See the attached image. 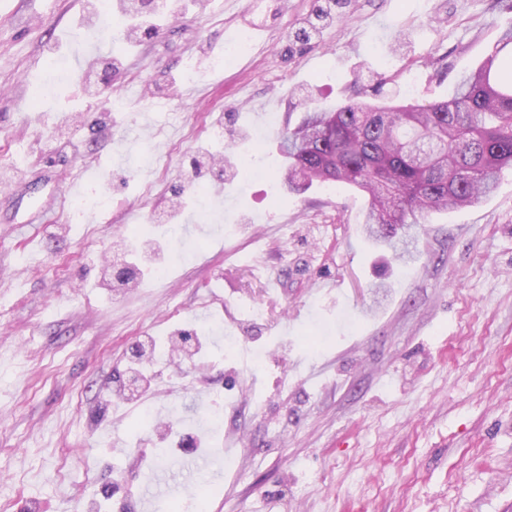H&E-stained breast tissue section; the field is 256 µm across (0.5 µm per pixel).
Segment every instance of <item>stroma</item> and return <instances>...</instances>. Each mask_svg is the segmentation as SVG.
Masks as SVG:
<instances>
[{
    "instance_id": "stroma-1",
    "label": "stroma",
    "mask_w": 512,
    "mask_h": 512,
    "mask_svg": "<svg viewBox=\"0 0 512 512\" xmlns=\"http://www.w3.org/2000/svg\"><path fill=\"white\" fill-rule=\"evenodd\" d=\"M93 2L0 0V169L29 172L0 189V512H143L155 478L164 510L203 490L207 512H512V170L417 225L408 262L364 234V193L277 175L307 110L447 99L512 0H352L305 42L311 0H176L133 43ZM110 57L109 94L88 93L89 60ZM203 148L224 173L174 241L154 223L195 195ZM259 159L269 178L245 186ZM73 179L104 203L70 224ZM142 225L162 270L113 278L103 255ZM181 329L204 353L148 363L129 396L132 347L176 350ZM191 453L205 468L180 467Z\"/></svg>"
}]
</instances>
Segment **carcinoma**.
I'll use <instances>...</instances> for the list:
<instances>
[{
  "mask_svg": "<svg viewBox=\"0 0 512 512\" xmlns=\"http://www.w3.org/2000/svg\"><path fill=\"white\" fill-rule=\"evenodd\" d=\"M503 51L512 53V29L443 101L305 113L279 145L288 185L299 176L365 192L367 236L413 259L418 217L480 202L512 168V58L498 61Z\"/></svg>",
  "mask_w": 512,
  "mask_h": 512,
  "instance_id": "1",
  "label": "carcinoma"
}]
</instances>
